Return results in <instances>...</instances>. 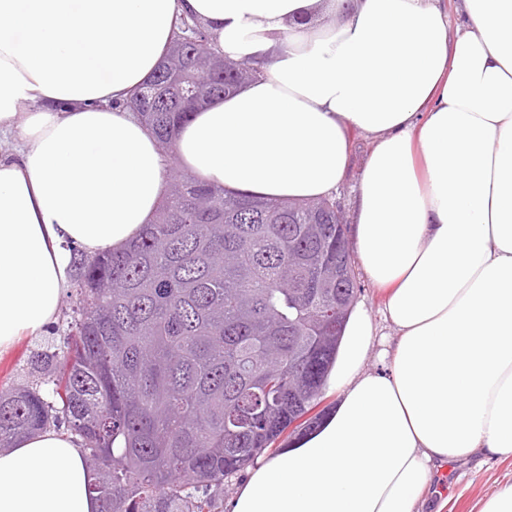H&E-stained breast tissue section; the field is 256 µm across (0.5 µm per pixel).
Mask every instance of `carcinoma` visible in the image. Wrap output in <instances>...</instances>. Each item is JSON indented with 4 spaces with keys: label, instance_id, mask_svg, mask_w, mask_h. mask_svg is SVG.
Returning <instances> with one entry per match:
<instances>
[{
    "label": "carcinoma",
    "instance_id": "carcinoma-1",
    "mask_svg": "<svg viewBox=\"0 0 512 512\" xmlns=\"http://www.w3.org/2000/svg\"><path fill=\"white\" fill-rule=\"evenodd\" d=\"M132 97L171 163L195 100L253 80L203 70L204 28ZM64 348L27 359L0 392V448L51 426L84 441L99 512H223L224 479L296 422L320 419L325 379L359 288L333 197L254 200L173 178L121 250L75 257Z\"/></svg>",
    "mask_w": 512,
    "mask_h": 512
}]
</instances>
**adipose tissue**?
<instances>
[{
  "label": "adipose tissue",
  "instance_id": "obj_1",
  "mask_svg": "<svg viewBox=\"0 0 512 512\" xmlns=\"http://www.w3.org/2000/svg\"><path fill=\"white\" fill-rule=\"evenodd\" d=\"M457 10L453 29L442 0H0V136L21 143L0 156V353L57 323L76 253L153 220L167 158L125 103L194 20L258 74L179 128L181 170L328 197L366 133L352 238L394 329L354 304L334 410L225 512H421L439 464L512 456V0ZM84 455L63 427L0 451V512H98Z\"/></svg>",
  "mask_w": 512,
  "mask_h": 512
}]
</instances>
